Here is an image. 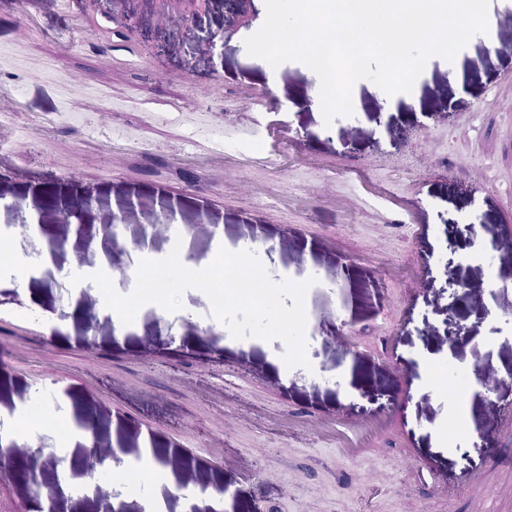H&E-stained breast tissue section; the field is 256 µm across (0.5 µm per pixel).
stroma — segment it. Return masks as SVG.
Listing matches in <instances>:
<instances>
[{
  "label": "stroma",
  "instance_id": "35a3bbf8",
  "mask_svg": "<svg viewBox=\"0 0 512 512\" xmlns=\"http://www.w3.org/2000/svg\"><path fill=\"white\" fill-rule=\"evenodd\" d=\"M137 9L132 33L126 0H0V228L14 230L16 252L51 254L27 295L0 291V419L21 405L83 418L117 462L150 445L179 486L222 484L224 512H512V468L495 464L512 452V266L488 231L512 225V112L493 106L512 97V48L474 35L454 61L428 60L405 98L361 80L352 115L328 124L309 107L306 65L284 62L272 78L247 53L260 0H207L191 16L159 0ZM157 69L168 84L155 83ZM70 71L96 94L66 91ZM265 90L276 111L255 104ZM105 111L112 126L94 135L65 119ZM172 112L191 113L196 146ZM219 134L220 154L207 145ZM247 139L273 145L269 162L240 154ZM452 155L467 167H449ZM231 169L246 188L225 178ZM60 196L99 201L84 236ZM167 197L195 261L219 234L229 246L260 242L273 273L319 287L282 289L265 313L255 296L220 312L205 289L182 288L193 320L148 310L116 339L99 309L127 281L75 297L72 265L101 264L87 241L126 199L136 207L121 246L144 236L167 252ZM33 220L39 233L27 230ZM458 280L479 313L465 312ZM298 308L311 324L295 347L282 314ZM54 315L62 326H50ZM426 356L449 383L478 381L463 406L471 434L446 395L421 392ZM371 469L378 484L364 478ZM67 481L69 512H100L107 496L117 512H144L147 499L213 512L164 484L129 497L108 472L90 485L73 466Z\"/></svg>",
  "mask_w": 512,
  "mask_h": 512
}]
</instances>
